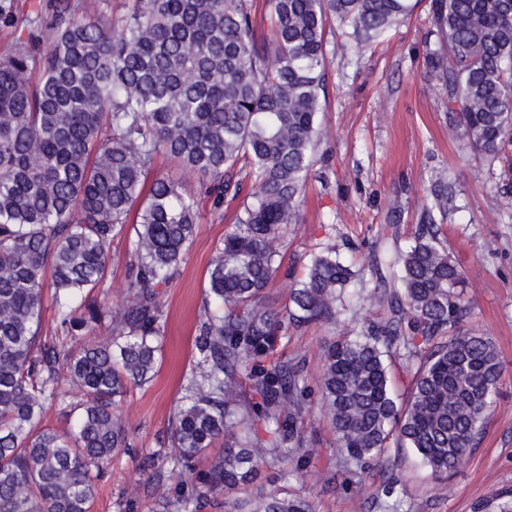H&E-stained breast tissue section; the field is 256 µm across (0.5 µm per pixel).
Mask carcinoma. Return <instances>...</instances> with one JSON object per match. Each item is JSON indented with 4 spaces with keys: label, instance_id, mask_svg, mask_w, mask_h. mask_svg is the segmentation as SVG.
Wrapping results in <instances>:
<instances>
[{
    "label": "carcinoma",
    "instance_id": "carcinoma-1",
    "mask_svg": "<svg viewBox=\"0 0 512 512\" xmlns=\"http://www.w3.org/2000/svg\"><path fill=\"white\" fill-rule=\"evenodd\" d=\"M117 21L100 0H49L31 36L0 56V512H90L100 470L128 451L116 408L157 372L164 295L199 218L201 195L253 191L214 252L195 349L168 447L144 457L156 512H312L284 487L257 485L269 461L303 472L319 454L304 435L306 358L289 330L336 326L363 282L333 247L312 254L288 304L266 290L325 140L321 110L334 16L370 42L410 0H267L259 38L253 0H131ZM425 76L445 95L448 130L490 162L512 145V0H430ZM164 153L194 180L151 177ZM411 243L384 257L373 289L385 315L351 320L323 352L319 400L354 488L380 472L375 502L398 494L391 442L444 482L477 446L503 365L491 338L463 327V273L440 237L452 191L430 187ZM130 235L126 303L95 300L108 247ZM52 273L59 332L42 341ZM413 369L397 405L386 359ZM73 428H39L45 405ZM232 439L213 451L220 439Z\"/></svg>",
    "mask_w": 512,
    "mask_h": 512
}]
</instances>
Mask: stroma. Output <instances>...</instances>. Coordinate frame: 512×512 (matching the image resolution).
<instances>
[{
  "instance_id": "stroma-1",
  "label": "stroma",
  "mask_w": 512,
  "mask_h": 512,
  "mask_svg": "<svg viewBox=\"0 0 512 512\" xmlns=\"http://www.w3.org/2000/svg\"><path fill=\"white\" fill-rule=\"evenodd\" d=\"M38 2L0 0L13 15L12 25L0 24V54L36 33L32 19ZM412 3L411 16L364 45L352 43L336 21L327 23L330 66L319 119L328 138L268 294L285 303L293 278L302 277L311 254L326 246H334L353 267L367 268L390 236L407 242L428 200L431 175L444 174L454 194L443 233L464 273L460 290L472 311L467 325L493 339L504 373L482 438L449 477L447 489H440L411 451H400L397 475L406 495L399 512H499V503L512 499V187L501 176L512 154L491 163L449 134L444 96L423 74L429 0ZM238 207V201L217 206L209 198L200 204L193 242L164 296L161 364L153 380L128 394L118 409L130 446L107 466L91 512H149L153 492L140 463L169 433L183 380L194 366L208 267ZM128 248L127 238L112 241L106 282L95 300L124 303ZM334 336L327 326L291 333L288 354L305 358L309 386H317L322 352ZM304 431L320 450L317 461L300 475L291 464L274 462L263 479H287L289 489L308 499L314 512H377L366 495L342 490L346 473L336 460L335 433L319 400L309 405Z\"/></svg>"
}]
</instances>
